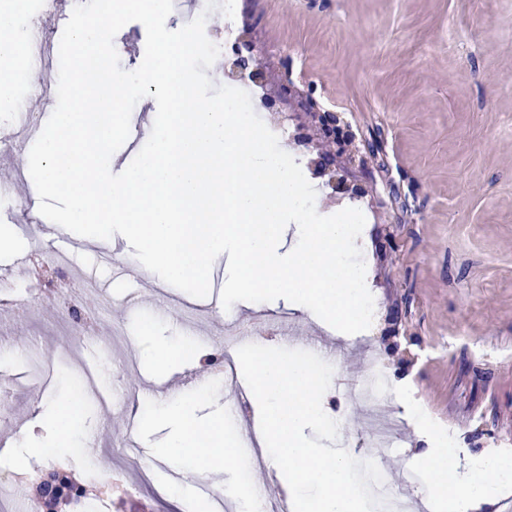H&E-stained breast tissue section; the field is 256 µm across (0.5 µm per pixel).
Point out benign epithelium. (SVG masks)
I'll use <instances>...</instances> for the list:
<instances>
[{
    "label": "benign epithelium",
    "instance_id": "1",
    "mask_svg": "<svg viewBox=\"0 0 512 512\" xmlns=\"http://www.w3.org/2000/svg\"><path fill=\"white\" fill-rule=\"evenodd\" d=\"M247 71L249 76L266 88L264 103L270 112L281 111L289 103L296 109V128L303 134L297 145L313 156L316 175L325 179L333 192L362 199L367 194L366 183L373 179L371 156L380 145L358 137L352 126L324 108L312 86L300 87L287 74L280 76L277 88H268L269 65L264 57L254 52L253 32L249 27L240 31L232 46V56L224 65L228 77Z\"/></svg>",
    "mask_w": 512,
    "mask_h": 512
}]
</instances>
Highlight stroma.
I'll return each mask as SVG.
<instances>
[{"label":"stroma","mask_w":512,"mask_h":512,"mask_svg":"<svg viewBox=\"0 0 512 512\" xmlns=\"http://www.w3.org/2000/svg\"><path fill=\"white\" fill-rule=\"evenodd\" d=\"M236 23L253 26L275 73L313 85L328 110L382 145L378 201L365 206L356 240L379 328L345 334L284 298L224 312L223 266L212 267L208 296L196 298L147 271L119 234L68 233L56 266L57 233L37 220L28 157L0 144V170L13 173L0 225L23 244L0 249V432L9 436L0 472L20 479L5 494L9 512H27L33 491L23 478L37 467L83 479L109 470L140 486L133 496L113 491L108 512H245L246 494H289L280 470L267 466L244 484L226 465L223 496L204 472L188 486L163 452L174 430L167 406L207 421L234 402L223 380L199 378L242 320L254 321L253 341L264 346L308 350L326 340L340 370L326 406L348 410L340 439L353 455L372 432L371 409L351 381L382 360L389 397L379 419L393 443L378 467L410 512H434L426 471L411 457L426 428L452 431L469 457L512 451V0H243ZM58 72L53 43L34 82L14 85L15 98L52 114ZM389 233L396 244L387 249ZM117 266L124 278H114ZM89 285L93 305L78 323L60 301L83 305ZM135 288L145 297L132 311L123 296ZM393 313L415 357L403 369L383 340ZM406 400L418 418H405ZM62 417L75 423L65 439ZM130 434L149 477L118 452Z\"/></svg>","instance_id":"35a3bbf8"}]
</instances>
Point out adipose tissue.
Instances as JSON below:
<instances>
[{
  "instance_id": "ef3b65f1",
  "label": "adipose tissue",
  "mask_w": 512,
  "mask_h": 512,
  "mask_svg": "<svg viewBox=\"0 0 512 512\" xmlns=\"http://www.w3.org/2000/svg\"><path fill=\"white\" fill-rule=\"evenodd\" d=\"M13 26L11 0H0V109L11 103L9 83L15 75L11 73L10 66L21 54ZM168 415L176 423L177 430L166 445V457L172 466L182 469L186 476L210 468L215 461L236 459L237 443L225 439L223 422H208V436L193 440L189 437L190 423L185 408L173 407ZM424 443V448L418 449L416 456L431 477L427 494L450 504L452 512H468L477 503L493 506L498 501L500 486L512 482L511 454L484 455L470 461L466 470L460 471L452 463L453 449L446 447L439 434L425 435ZM490 472L497 473V482L487 481L486 475Z\"/></svg>"
}]
</instances>
